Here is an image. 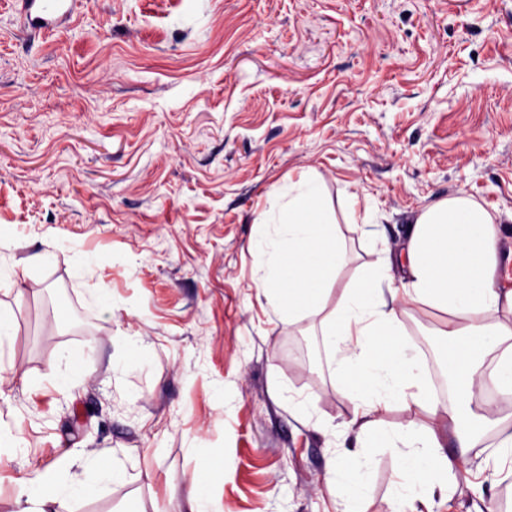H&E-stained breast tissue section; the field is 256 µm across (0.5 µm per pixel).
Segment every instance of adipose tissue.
<instances>
[{
  "instance_id": "obj_1",
  "label": "adipose tissue",
  "mask_w": 512,
  "mask_h": 512,
  "mask_svg": "<svg viewBox=\"0 0 512 512\" xmlns=\"http://www.w3.org/2000/svg\"><path fill=\"white\" fill-rule=\"evenodd\" d=\"M256 222L255 280L280 320L292 324L317 312L345 251L321 179L306 173L288 180ZM500 246V227L488 212L465 197L446 198L416 215L399 252L383 249L376 266L341 290L324 322L340 377L336 393L353 410L345 431L349 457L326 464L325 488L339 512H358L366 497L371 448L395 458L393 512H435L437 499L448 497L460 475L457 458L444 451L446 440L468 448L484 435L465 400L483 383L480 360L487 347L499 351L495 396L512 404V288L499 284ZM418 305L447 315L444 366L454 404L442 403L424 380L419 349L407 336L404 317ZM396 404L407 418L380 430V414ZM73 462L68 454L63 467L33 472L22 489L24 512H66V505L126 478L119 465L86 461L73 479L65 472Z\"/></svg>"
}]
</instances>
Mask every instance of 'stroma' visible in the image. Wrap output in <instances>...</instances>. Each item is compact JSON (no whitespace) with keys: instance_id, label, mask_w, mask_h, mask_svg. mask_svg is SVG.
I'll return each instance as SVG.
<instances>
[{"instance_id":"obj_1","label":"stroma","mask_w":512,"mask_h":512,"mask_svg":"<svg viewBox=\"0 0 512 512\" xmlns=\"http://www.w3.org/2000/svg\"><path fill=\"white\" fill-rule=\"evenodd\" d=\"M17 9L0 0V246L28 275L0 288L19 327L0 512L69 448L127 473L71 512H165L202 459L224 512H331L325 464L351 406L320 318L283 323L256 286L255 219L317 174L347 247L341 287L443 198L512 241V0H76L49 36ZM58 237L94 256L84 277L64 258L30 265ZM444 319H405L433 358ZM64 350L66 395L47 376ZM292 395L319 402L304 415ZM492 453L468 449L440 512L478 494L512 512V462ZM369 454L365 509L388 512L395 461Z\"/></svg>"}]
</instances>
